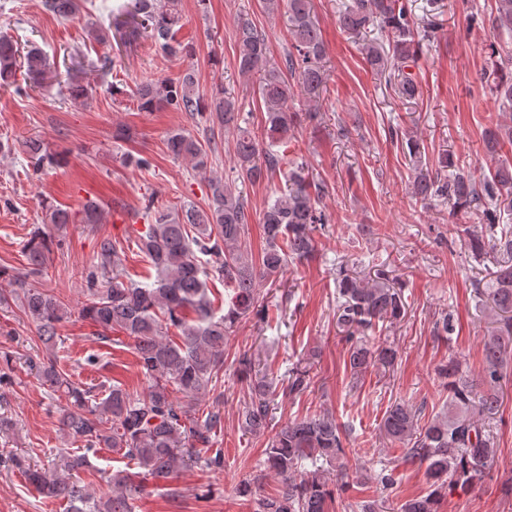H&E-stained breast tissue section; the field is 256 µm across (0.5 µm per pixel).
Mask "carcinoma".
Returning a JSON list of instances; mask_svg holds the SVG:
<instances>
[{
	"label": "carcinoma",
	"mask_w": 512,
	"mask_h": 512,
	"mask_svg": "<svg viewBox=\"0 0 512 512\" xmlns=\"http://www.w3.org/2000/svg\"><path fill=\"white\" fill-rule=\"evenodd\" d=\"M86 0H44L46 8L62 20H70L85 8ZM180 0H131L112 15L111 26H130L150 39L155 48L171 57L189 53L177 41L174 27L179 21ZM265 11L280 8L288 12L290 44L282 64L267 66L270 45L266 35L247 18L240 19L234 37L238 46V69L257 75L254 92L264 109V131L272 147H260L246 128L235 147L236 164L224 181L210 182L207 208L189 203L159 211L148 204L141 219L145 230L134 245L154 270L150 283L136 282L123 270L121 250L105 237L100 241L92 269L86 275L90 302L82 309L84 318L97 328L100 338L120 330L133 341L137 366L148 380L147 388L134 393L120 385L102 395L73 380L57 365L52 352L59 339L58 324L67 318L66 304L46 290L15 278L17 287L0 292V306L16 303L36 325L47 355L44 361L28 359V367L47 385L61 406L62 431L83 443L85 453L63 457L61 471L48 473L31 465L17 453L3 463L19 472L46 500L67 505V512H132L131 500L139 485L121 471L112 475V493L106 497L93 492L73 478L88 465V452L110 448L142 469L147 479H168L180 466L204 450L206 464L224 467L221 449L212 448V433L222 425L219 410L201 405L213 380L224 369V344L242 320L255 312L257 280H276L291 259L308 260L315 253L314 233L325 229L329 215L322 203L323 190L310 179L308 168L288 160V139L301 115L288 106L295 90L310 98L320 95L324 85L321 61L325 45L316 22L311 0H262ZM493 22L512 30V0H494ZM344 30L360 34L374 26L388 34L387 44L367 41L361 51L377 79L394 89L399 98L420 97L416 77L406 71L417 59L422 41L407 0H352L339 18ZM491 68L485 86L503 107L512 108V56L503 58L490 45ZM26 68L35 83L45 80L50 67L46 55L36 47L21 53L18 44L0 37V83L10 84L17 64ZM138 106L152 110L163 106L188 115L209 112L229 127L238 123L239 112L224 87L209 97L200 93L192 72L174 82L144 83L136 88ZM35 168L58 163L59 158L43 150L38 142L27 145ZM168 151L184 157L198 168L206 166L207 153L201 140L176 132L167 140ZM286 168L284 192L267 203L262 212L265 245L260 262L253 263L246 230L250 223L247 199L236 189V181L259 182ZM412 193L422 199L440 197L458 209L471 207L481 212L480 230L468 232L477 256L496 254L512 260V225L503 223L512 208V162L504 159L490 176L476 180L458 159L441 153L430 165L416 167ZM71 222L70 214L54 206L45 208L44 223L57 229ZM55 241L52 235L35 234L24 244L31 272L39 273L46 253ZM216 276L233 290L224 314L214 312L207 293V279ZM341 301L336 324L346 332L348 345L345 368L360 379L373 370H389L399 357L398 347L388 341L373 342L365 336L381 323H393L405 313L406 302L400 286L379 270L365 281L345 268L336 272ZM499 319L496 333L484 340L481 393L464 377L457 359L450 357L438 368L448 392V409L421 423L420 413L396 403L386 411L380 429L384 437L399 444L411 460L427 464L432 490L425 496L405 500L400 512H437L435 506L450 483L468 485L490 472L496 449L483 418L499 412L500 389L512 369V265L496 271L486 291ZM174 328L175 341L164 335ZM310 384V367L297 364L288 369L284 392L297 396ZM274 379L266 376L248 386L238 412L242 430L269 434L266 469L277 476L282 489L260 500L259 512H325L330 488L322 464L336 465L347 475L349 434L327 412L295 418L278 424L273 417Z\"/></svg>",
	"instance_id": "carcinoma-1"
}]
</instances>
